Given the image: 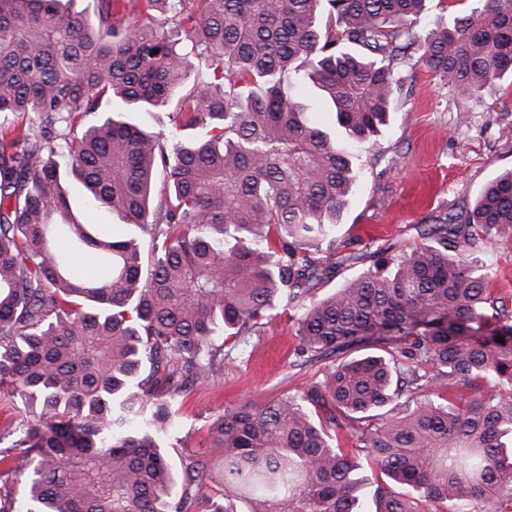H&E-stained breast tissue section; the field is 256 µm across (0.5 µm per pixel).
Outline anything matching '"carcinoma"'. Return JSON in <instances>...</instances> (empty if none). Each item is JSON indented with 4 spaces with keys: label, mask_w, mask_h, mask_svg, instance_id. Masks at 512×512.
<instances>
[{
    "label": "carcinoma",
    "mask_w": 512,
    "mask_h": 512,
    "mask_svg": "<svg viewBox=\"0 0 512 512\" xmlns=\"http://www.w3.org/2000/svg\"><path fill=\"white\" fill-rule=\"evenodd\" d=\"M74 2L0 0V114L36 115L0 125V388L23 404L0 473L27 475L23 512H366L362 455L393 483H376L375 512H512V308L480 263L512 243V170L474 208L419 225L390 272L309 298L354 258L336 239L352 148L387 124L399 69L422 64L480 100L512 75V0H472L423 35L428 0H96L92 20ZM154 10L155 26L130 19ZM285 73L344 138L308 120ZM115 98L179 120L156 135L98 111ZM71 176L148 238L150 264L74 211ZM72 251L107 279L75 275ZM282 299L302 355L373 353L306 394L225 411L211 424L221 459L174 469L175 399ZM443 381L462 391L442 397ZM339 415L356 423L352 453L332 437Z\"/></svg>",
    "instance_id": "carcinoma-1"
}]
</instances>
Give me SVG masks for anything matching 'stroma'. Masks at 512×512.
I'll return each instance as SVG.
<instances>
[{"instance_id":"35a3bbf8","label":"stroma","mask_w":512,"mask_h":512,"mask_svg":"<svg viewBox=\"0 0 512 512\" xmlns=\"http://www.w3.org/2000/svg\"><path fill=\"white\" fill-rule=\"evenodd\" d=\"M403 86L372 148L359 152L356 190L336 235L355 258L311 292L318 298L417 243L418 225L472 204L483 187L512 168V78L486 88L480 101L449 91L424 66L400 71ZM295 309L278 306L246 339H228L224 368L179 399V428L166 442L172 462L186 453L212 459L210 424L255 399L301 394L320 385L334 358L300 356Z\"/></svg>"}]
</instances>
